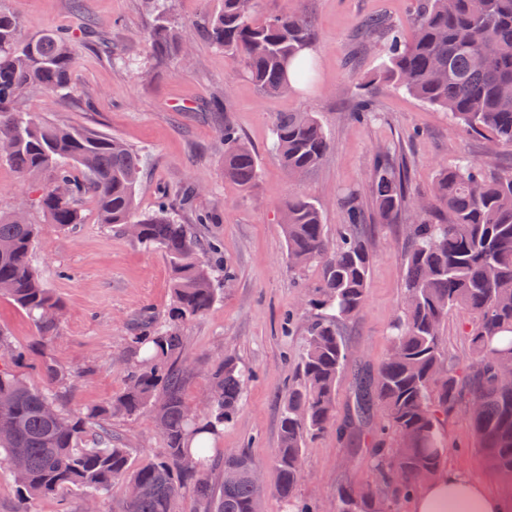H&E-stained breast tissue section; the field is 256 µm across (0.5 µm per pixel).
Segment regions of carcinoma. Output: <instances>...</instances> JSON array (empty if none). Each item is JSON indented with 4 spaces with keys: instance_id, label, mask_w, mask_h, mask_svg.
<instances>
[{
    "instance_id": "obj_1",
    "label": "carcinoma",
    "mask_w": 512,
    "mask_h": 512,
    "mask_svg": "<svg viewBox=\"0 0 512 512\" xmlns=\"http://www.w3.org/2000/svg\"><path fill=\"white\" fill-rule=\"evenodd\" d=\"M153 0L155 19L145 41L160 62L182 58L188 45L171 24L166 3ZM258 0H219L207 15L204 33L238 61L264 95L296 89L311 62L300 55L314 39L311 19L296 11L257 13ZM412 40L401 39L383 21L367 26V37H383L378 79L432 107L451 121L496 145H512V0H420ZM76 49L69 36L48 31L22 37L18 17L0 9V160L20 174L39 178L34 204L47 223L68 228L84 223L91 198L99 223L132 230L139 243L161 249L171 269L173 304L168 318L147 317L148 332L130 337L135 361L123 391L80 416L58 407V389L68 374L44 362L46 385L36 388L10 364L21 359L0 340V463L9 467L22 498L65 489L95 500L112 483L140 488L124 499L122 512H180L181 487L189 485L205 512H259L249 480L255 466L245 452L224 455V468L238 478L214 491L206 478L211 445L233 423L245 384L244 370L229 357L207 380V402L191 406L185 391L192 376L180 328L217 301L215 271L230 277L213 258L215 245L198 257L199 244L167 202L137 211L142 155L117 139L41 122L19 109L28 92L69 94ZM224 141V177L249 192L259 178L256 152L229 121L218 126ZM329 149L326 132L312 112H281L273 119L270 150L289 175L317 168ZM372 205L382 223L405 208V176L389 150L376 155ZM346 223L330 239L319 204L290 197L282 206L288 260L321 273L305 289V348L297 379L283 404L274 492L294 512L306 441L330 428L341 436L348 423L369 428L371 460L378 483L366 500L352 488L336 491V512H399L401 501L431 479L449 452L445 426L471 402L480 413L468 418L476 446L500 473L512 476V386L497 377V366L512 361V174L486 175L481 163L462 159L440 169L428 202L416 204V221L403 261V302L386 356L373 369L349 370L344 327L363 309L372 257L362 225L364 206L354 193L344 200ZM44 225L27 213L0 210V296L31 321L37 346L58 336L63 303L44 284L34 249ZM466 310L471 363L461 368L446 348L449 313ZM351 375L353 401L347 421L337 420V392ZM149 412L160 430V456L132 463L125 441L112 434L115 415ZM409 436L405 443L401 436ZM23 467L11 468L15 454Z\"/></svg>"
}]
</instances>
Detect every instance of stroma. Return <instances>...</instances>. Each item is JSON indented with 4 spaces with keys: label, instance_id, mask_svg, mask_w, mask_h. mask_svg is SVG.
Listing matches in <instances>:
<instances>
[{
    "label": "stroma",
    "instance_id": "stroma-1",
    "mask_svg": "<svg viewBox=\"0 0 512 512\" xmlns=\"http://www.w3.org/2000/svg\"><path fill=\"white\" fill-rule=\"evenodd\" d=\"M216 5L217 0H169L171 20L187 33L191 52L185 60L161 64L144 40L154 20L149 0H0V8L17 14L25 37L65 29L80 47L71 72L75 94L33 92L23 100V110L44 122L110 136L139 151L144 159L139 209H154L168 199L200 241L219 245L232 276L218 281L219 299L183 329L196 372L186 394L189 400H202L208 373L226 357L252 371L240 410L217 439L213 456L220 461L226 453L247 451L271 485L284 397L305 342L301 329L286 333L282 326L287 314L303 318V290L319 276L318 267L299 272L288 261L283 201L291 195L314 200L332 228L345 221L340 197L354 190L366 202L364 236L372 256L368 297L360 315L346 325L345 336L352 364L372 367L388 350L391 325L402 304L403 251L413 219L406 211L382 224L370 208L378 150L390 149L395 163L406 166L413 202L429 196L439 170L463 156L484 164L489 174L512 173V146L454 127L447 113L375 81L381 48L368 45L362 36L363 20L381 18L411 38L416 0H259L260 14L301 11L315 29L313 80L276 97L261 95L241 65L197 30L200 15ZM362 92L374 104L375 117L367 122L353 117ZM280 112L314 113L330 142L322 163L297 180L267 150L272 121ZM226 118L260 158L259 179L247 193L224 177V144L215 130ZM188 183L201 193L187 202L176 191ZM32 196L28 179L0 162V209L25 208L34 223H43L42 214L30 207ZM84 208L85 223L47 228L36 244L45 282L65 304L48 355L69 374L59 396V406L68 414L108 402L124 388L128 338L137 331L141 314L152 312L161 321L172 305L165 254L99 223L93 203ZM198 211L210 212L211 223H194ZM0 337L26 352L16 373L29 384L44 385L37 368L40 357L31 350L33 326L4 297ZM111 426L131 448L134 461L155 458L163 448L150 414L116 416ZM446 432L448 467L495 488L506 486V479L475 448L464 416L450 418ZM366 444V433L358 429L344 443L331 430L310 439L298 500L317 512H336L339 487L360 485L373 476L367 460L356 454ZM85 510L82 494L74 490L21 499L8 469L0 466V512Z\"/></svg>",
    "mask_w": 512,
    "mask_h": 512
}]
</instances>
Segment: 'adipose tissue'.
I'll return each mask as SVG.
<instances>
[{
	"instance_id": "adipose-tissue-1",
	"label": "adipose tissue",
	"mask_w": 512,
	"mask_h": 512,
	"mask_svg": "<svg viewBox=\"0 0 512 512\" xmlns=\"http://www.w3.org/2000/svg\"><path fill=\"white\" fill-rule=\"evenodd\" d=\"M409 502L410 512H512L507 494L444 465Z\"/></svg>"
}]
</instances>
